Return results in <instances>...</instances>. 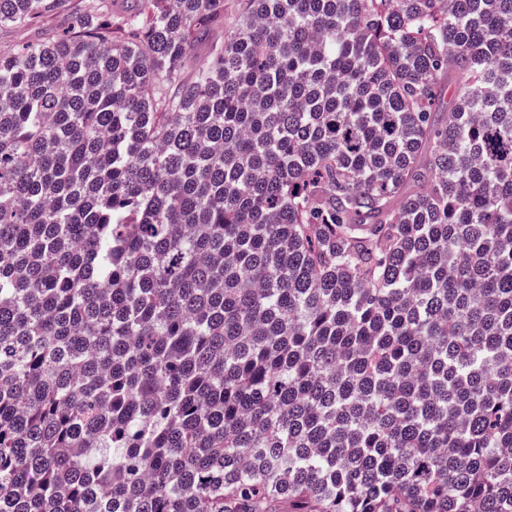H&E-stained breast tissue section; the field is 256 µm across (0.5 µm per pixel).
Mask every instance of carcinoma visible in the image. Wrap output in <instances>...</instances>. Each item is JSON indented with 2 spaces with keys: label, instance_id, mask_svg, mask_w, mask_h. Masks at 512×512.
Instances as JSON below:
<instances>
[{
  "label": "carcinoma",
  "instance_id": "1",
  "mask_svg": "<svg viewBox=\"0 0 512 512\" xmlns=\"http://www.w3.org/2000/svg\"><path fill=\"white\" fill-rule=\"evenodd\" d=\"M242 4L0 45V512H512V0ZM224 39V25H219L211 29L209 33L193 45L184 63V73L190 76L199 65L206 61L210 46L217 40Z\"/></svg>",
  "mask_w": 512,
  "mask_h": 512
}]
</instances>
